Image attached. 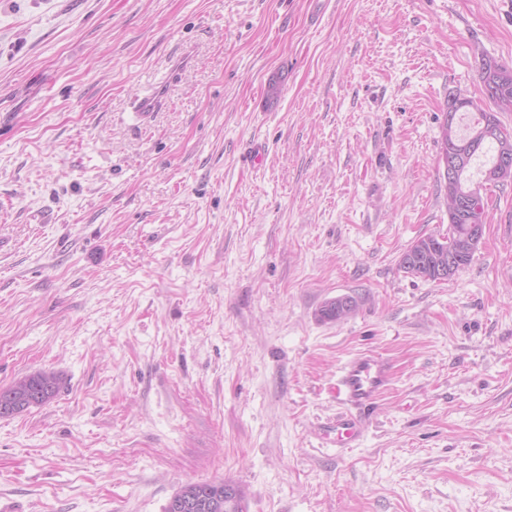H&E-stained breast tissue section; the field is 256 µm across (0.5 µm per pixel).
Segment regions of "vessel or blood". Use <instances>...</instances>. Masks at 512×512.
<instances>
[{
  "label": "vessel or blood",
  "mask_w": 512,
  "mask_h": 512,
  "mask_svg": "<svg viewBox=\"0 0 512 512\" xmlns=\"http://www.w3.org/2000/svg\"><path fill=\"white\" fill-rule=\"evenodd\" d=\"M392 369L388 360L375 353H362L349 359L343 366L334 388L336 398L345 406L335 424L337 434L356 438L362 422L356 413L369 409L389 388Z\"/></svg>",
  "instance_id": "obj_1"
}]
</instances>
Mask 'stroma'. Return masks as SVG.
<instances>
[{"instance_id":"obj_1","label":"stroma","mask_w":512,"mask_h":512,"mask_svg":"<svg viewBox=\"0 0 512 512\" xmlns=\"http://www.w3.org/2000/svg\"><path fill=\"white\" fill-rule=\"evenodd\" d=\"M485 57L512 0H0V388L61 377L0 418V512H512V182L468 266L399 267ZM367 349L394 378L345 446ZM344 298H348L353 302L351 311H355L357 308V300L352 296H339L334 299L328 300L324 303V305L318 311V317L321 321L324 322H335L346 318L348 315H344L342 308V301ZM60 384L61 378L57 374L39 371L17 380L9 387L0 389V403L4 399H9L16 405L15 411L0 412V417H12L32 407L44 405L58 393ZM230 488L235 489L236 494L229 495ZM175 495L194 500L195 508L191 512H247L245 495L240 492L239 486L224 480L189 483L176 491ZM169 501L164 512H185L190 508L189 503L181 497L171 499L170 504Z\"/></svg>"}]
</instances>
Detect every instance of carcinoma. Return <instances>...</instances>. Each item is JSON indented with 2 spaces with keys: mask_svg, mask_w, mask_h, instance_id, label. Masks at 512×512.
Wrapping results in <instances>:
<instances>
[{
  "mask_svg": "<svg viewBox=\"0 0 512 512\" xmlns=\"http://www.w3.org/2000/svg\"><path fill=\"white\" fill-rule=\"evenodd\" d=\"M466 108L478 112V118L469 132H460L459 124L441 125L440 159L448 157V147L456 146L465 151L474 149L470 165L456 181L448 185V233L444 236L427 235L412 241L402 253L399 267L405 273L431 281L447 280L467 266L478 246L471 245L473 226L484 224V210L465 218L453 211L460 197L485 202L490 186L499 184L498 161L512 157V139L505 140L491 126L500 112H512V82L503 85L489 102L477 103L466 100ZM343 297L328 300L318 311L324 322L344 319ZM61 378L53 372L39 371L27 375L10 386L0 389V402L9 399L16 410L0 417L14 416L32 407L49 402L60 389ZM176 494L191 498L195 508L191 512H247L245 495L239 486L224 481L188 483Z\"/></svg>",
  "mask_w": 512,
  "mask_h": 512,
  "instance_id": "1",
  "label": "carcinoma"
}]
</instances>
